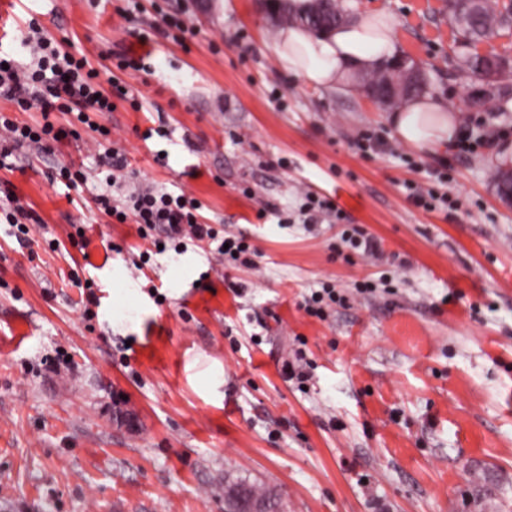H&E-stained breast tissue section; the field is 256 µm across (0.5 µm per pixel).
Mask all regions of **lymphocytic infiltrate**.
Segmentation results:
<instances>
[{"instance_id": "lymphocytic-infiltrate-1", "label": "lymphocytic infiltrate", "mask_w": 512, "mask_h": 512, "mask_svg": "<svg viewBox=\"0 0 512 512\" xmlns=\"http://www.w3.org/2000/svg\"><path fill=\"white\" fill-rule=\"evenodd\" d=\"M22 41L31 55L27 67L0 54V99L13 102L22 112H40L41 119L21 123L0 111V168L18 148L38 145L47 149L77 129H88L94 134L99 167L105 174L102 192L92 198L97 212L118 224H136L141 237L151 238L164 250L181 254L188 242L196 241L213 248L222 263L254 267V248L244 238L224 236L214 225L203 222L197 199L154 186L125 193L124 187L133 177L128 157L111 128L100 124L98 118L115 111L121 101L138 106L128 84L112 76L101 79L86 58L62 50L44 36L37 20L29 21ZM56 112L66 115V124L53 120ZM119 192L125 195L120 206L114 202Z\"/></svg>"}]
</instances>
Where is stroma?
I'll list each match as a JSON object with an SVG mask.
<instances>
[{
  "label": "stroma",
  "instance_id": "1",
  "mask_svg": "<svg viewBox=\"0 0 512 512\" xmlns=\"http://www.w3.org/2000/svg\"><path fill=\"white\" fill-rule=\"evenodd\" d=\"M346 3L389 14L462 132L485 124L494 145L417 153L390 106L288 75L266 0H0L17 61L33 17L100 70L148 55L149 72L122 74L141 110L106 117L135 183L182 181L257 252L208 289L201 249L140 264L136 225L83 207L99 189L84 138L0 169V209L32 208L61 243L22 247L0 223V512H224L228 471L277 489L286 512H512V203L494 188L512 80L456 67L467 49L445 0ZM167 15L194 35L161 31ZM161 124L168 138H139ZM61 163L85 170L78 191L51 182ZM412 183L453 205L416 206ZM309 190L344 221L304 223ZM354 227L379 255L344 244ZM324 283L344 301L318 318L304 300ZM293 358L305 385L281 373Z\"/></svg>",
  "mask_w": 512,
  "mask_h": 512
}]
</instances>
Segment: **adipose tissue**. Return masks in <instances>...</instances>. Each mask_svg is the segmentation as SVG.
<instances>
[{"mask_svg":"<svg viewBox=\"0 0 512 512\" xmlns=\"http://www.w3.org/2000/svg\"><path fill=\"white\" fill-rule=\"evenodd\" d=\"M274 51L289 74L347 96L357 93L363 75L387 68L399 58L390 18L375 11L358 13L317 35L287 27L279 32ZM387 121L402 142L424 151L452 142L462 116L449 111L439 97L429 95L407 98Z\"/></svg>","mask_w":512,"mask_h":512,"instance_id":"adipose-tissue-1","label":"adipose tissue"}]
</instances>
